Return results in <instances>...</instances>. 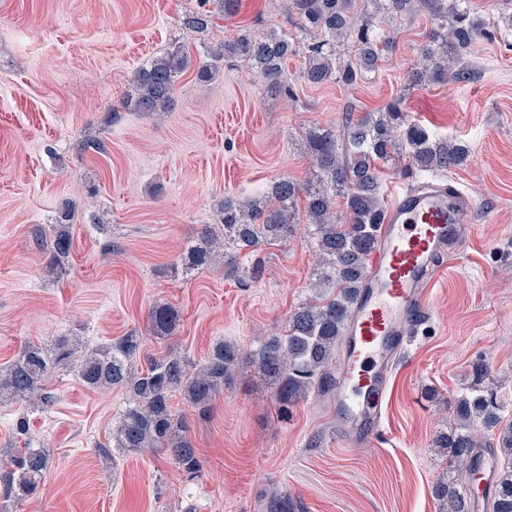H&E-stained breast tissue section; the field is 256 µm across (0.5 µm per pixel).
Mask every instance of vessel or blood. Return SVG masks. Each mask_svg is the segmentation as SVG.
I'll return each instance as SVG.
<instances>
[{
  "label": "vessel or blood",
  "mask_w": 512,
  "mask_h": 512,
  "mask_svg": "<svg viewBox=\"0 0 512 512\" xmlns=\"http://www.w3.org/2000/svg\"><path fill=\"white\" fill-rule=\"evenodd\" d=\"M469 211V198L450 183L397 184L341 343L333 395L338 445L378 438L389 378L408 329L425 314L426 290L441 261L460 259V245L473 232ZM497 468L489 451L474 457L462 487L475 512L490 496Z\"/></svg>",
  "instance_id": "vessel-or-blood-1"
}]
</instances>
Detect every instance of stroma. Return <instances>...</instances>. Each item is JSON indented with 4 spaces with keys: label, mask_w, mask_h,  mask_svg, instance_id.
I'll return each mask as SVG.
<instances>
[{
    "label": "stroma",
    "mask_w": 512,
    "mask_h": 512,
    "mask_svg": "<svg viewBox=\"0 0 512 512\" xmlns=\"http://www.w3.org/2000/svg\"><path fill=\"white\" fill-rule=\"evenodd\" d=\"M198 0H0V366L28 343L62 336L94 347L129 333L144 354L174 352L201 363L218 342L249 352L278 333L313 296L319 266L313 228L298 224L261 258V277H230L223 263L185 270L188 244L218 227L225 198L247 202L282 177L305 183L312 159L302 139L403 97L410 118L465 144L464 166L442 173L471 195L474 232L460 260L427 292L426 322L409 337L385 411L384 435L336 447L323 396L278 410L270 385L244 367L207 411L180 393L202 462L189 478L163 455H104L128 396L93 391L72 369L47 382L55 397L29 413V435L47 448L40 491L16 512H441L436 483L458 473L436 442L453 420V397L490 366L512 419V31L493 28L473 47L470 76L413 88L409 71L432 23L398 22L382 67L352 85H311L303 55L285 62L293 97L273 95L245 64L211 81L181 76L171 111L122 109L133 72L172 41L205 46L245 28L296 34L283 0H241L210 31L181 20ZM99 139L104 153L84 151ZM72 213V250L49 272L35 238ZM175 306L178 332L148 333L155 302Z\"/></svg>",
    "instance_id": "1"
}]
</instances>
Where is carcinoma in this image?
Masks as SVG:
<instances>
[{
	"label": "carcinoma",
	"instance_id": "1",
	"mask_svg": "<svg viewBox=\"0 0 512 512\" xmlns=\"http://www.w3.org/2000/svg\"><path fill=\"white\" fill-rule=\"evenodd\" d=\"M366 4L365 20L357 27L350 16L351 0H289L288 9L298 16L303 42L276 30L258 38L242 28L235 38L210 50L197 76L212 80L224 62L240 61L270 89L290 97L283 65L301 52L305 57L301 78L308 83L351 85L379 69L383 52L393 40L384 25L424 12L435 28L417 49L410 80V87H424L444 81L450 73L457 78L464 75L465 69L455 66L487 31V23L471 16L467 0H366ZM213 6L186 14L183 26L203 33L213 26L216 14L227 19L235 16L239 0H213ZM190 65L188 47L171 45L135 72L122 108L170 111L175 83ZM305 137L314 168L306 184L282 177L266 196L247 203L226 198L220 222L224 246L251 253L263 245L287 241L300 222L312 225L320 252L315 296L289 315L282 332L266 337L246 355L219 342L197 366L169 353L147 360L146 368L136 372L133 365L142 354L140 336L128 334L84 350L76 365V376L84 387H120L129 393L128 405L112 425L108 447L130 453L162 452L193 478L202 464L185 421L171 410L172 393H181L190 406L204 411L245 365L268 382L281 408L299 403L313 391L327 393L345 322L366 275V256L375 246V231L386 211L380 195L381 166L405 159L422 173H434L463 165L469 153L465 145L436 139L410 121L400 98L348 122L341 134L331 127H314ZM68 218L62 214L61 223L36 237L52 271L62 270L71 252ZM216 259L208 234L188 247L184 265L195 270ZM180 322L179 310L169 303H155L149 310L148 331L154 336L174 335ZM77 349L78 343L68 337L50 347L24 346L14 360L0 367V403L19 402L27 408L47 404L46 381ZM471 374L473 385L453 398L457 423L440 444L450 449L456 470L464 477L478 447L477 432L497 435L499 467L486 509L512 512V421L501 416L496 392L483 386L486 364L473 363ZM28 433V416L22 412L15 421L14 439L22 441L23 447L0 452V512H15L13 505L36 494L43 483L48 454L31 443ZM434 493L447 503L448 512H472L460 483L438 485Z\"/></svg>",
	"mask_w": 512,
	"mask_h": 512
}]
</instances>
